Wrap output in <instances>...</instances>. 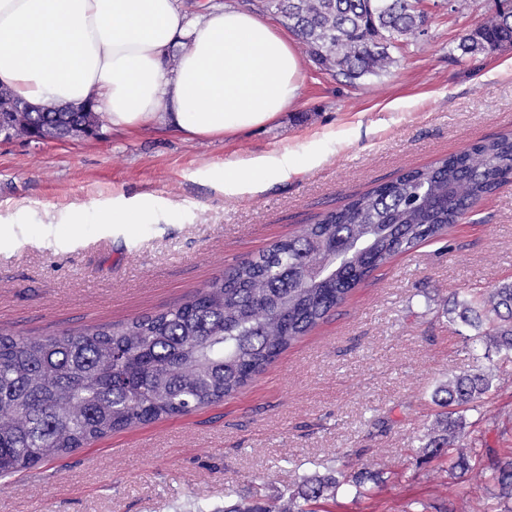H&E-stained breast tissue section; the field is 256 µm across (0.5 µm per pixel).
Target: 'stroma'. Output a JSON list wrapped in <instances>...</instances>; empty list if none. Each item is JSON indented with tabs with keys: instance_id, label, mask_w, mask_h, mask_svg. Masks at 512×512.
Instances as JSON below:
<instances>
[{
	"instance_id": "stroma-1",
	"label": "stroma",
	"mask_w": 512,
	"mask_h": 512,
	"mask_svg": "<svg viewBox=\"0 0 512 512\" xmlns=\"http://www.w3.org/2000/svg\"><path fill=\"white\" fill-rule=\"evenodd\" d=\"M494 0H428L420 36L389 73L347 85L304 59L277 126L225 141L160 128L70 141L0 140V332L59 336L166 310L374 185L512 130V46L455 61ZM289 153L293 170L240 195L212 166ZM141 224H106L113 202ZM80 214L74 232L46 212ZM512 280V181L452 227L358 284L239 393L119 431L0 479V512H224L271 499L319 464L363 463L380 494L342 491L331 512H501L482 465L419 464L436 388L482 366L494 391L466 414L465 452H512V358L467 345L454 295Z\"/></svg>"
}]
</instances>
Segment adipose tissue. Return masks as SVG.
<instances>
[{
  "instance_id": "adipose-tissue-1",
  "label": "adipose tissue",
  "mask_w": 512,
  "mask_h": 512,
  "mask_svg": "<svg viewBox=\"0 0 512 512\" xmlns=\"http://www.w3.org/2000/svg\"><path fill=\"white\" fill-rule=\"evenodd\" d=\"M302 60L284 32L222 0L188 15L181 0H0V86L33 104H91L117 130L166 128L225 140L278 122ZM287 173L288 157L214 168L221 191Z\"/></svg>"
}]
</instances>
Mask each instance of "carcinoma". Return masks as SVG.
<instances>
[{
  "instance_id": "carcinoma-1",
  "label": "carcinoma",
  "mask_w": 512,
  "mask_h": 512,
  "mask_svg": "<svg viewBox=\"0 0 512 512\" xmlns=\"http://www.w3.org/2000/svg\"><path fill=\"white\" fill-rule=\"evenodd\" d=\"M324 70L356 84L398 63L399 42L421 35L426 16L413 0H264ZM512 44V5L497 0L482 26L462 35L460 56ZM35 129L61 138L97 114L30 112ZM512 177V132L408 171L321 214L258 258L214 279L182 304L126 323L62 336L0 333V477L33 468L114 432L184 415L240 391L310 332L393 256L448 237L484 196ZM474 334L512 353V282L453 299L447 309ZM492 377L477 368L438 387L445 409L418 448L429 462L448 458L466 435L463 412L491 395ZM485 468L512 512V452L485 451ZM379 475H348L330 466L306 475L280 503L233 504L224 512H324L343 487L365 496Z\"/></svg>"
}]
</instances>
